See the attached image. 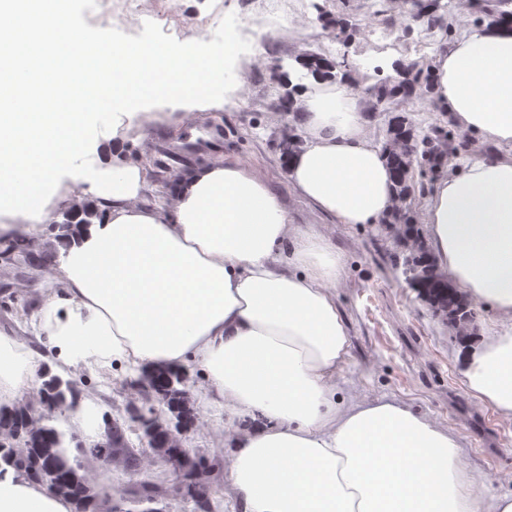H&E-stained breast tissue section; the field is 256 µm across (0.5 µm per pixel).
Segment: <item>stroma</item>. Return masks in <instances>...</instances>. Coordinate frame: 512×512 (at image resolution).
Listing matches in <instances>:
<instances>
[{"label":"stroma","instance_id":"obj_1","mask_svg":"<svg viewBox=\"0 0 512 512\" xmlns=\"http://www.w3.org/2000/svg\"><path fill=\"white\" fill-rule=\"evenodd\" d=\"M497 8L498 0H438V12L448 18L450 27L435 30L432 50L423 52L417 24L407 12L396 11L393 0H284V19L281 26L269 29L265 55H253L241 41L224 56L223 66L238 78L225 88L219 106L201 112L157 98L134 111L117 108L93 116L81 152L62 175L71 195L90 203L98 145L117 132L125 137L127 159L150 168L151 201L177 172L207 159L221 157L264 176L291 222L323 233L340 258L336 303L349 342V356L337 379L342 395L395 400L447 428L460 445V470L489 478L475 493L476 512L489 496L512 493V482L502 480L512 474V422L504 421L462 381L455 355L459 338L445 316L405 286L390 261L398 247L389 229L381 224L337 223L292 191L280 150L291 120L285 115L275 125L270 116L279 110L284 78L299 81L306 54L334 45L333 59L347 60L355 88L368 95L381 80L396 76L400 63L432 65L437 52L451 46L457 28L489 21ZM143 12L140 18L127 17L116 6L103 16L88 5L81 16L88 27L104 29L112 43H147L165 50L199 39L223 42L226 27L246 24L256 7L253 0H191L187 5L180 0H145ZM215 14L223 15V26L207 25V18ZM379 27L391 30L390 39L373 36ZM30 255L28 263L18 256L0 259V332L20 337L38 356L49 352L46 336L36 330L57 282L52 250L34 249ZM58 375L77 384L79 403L54 413L52 423L65 436H76L74 459L109 493L100 512H111L116 505L123 512H138L137 504L121 502L119 494L143 478L167 488L178 484L173 467L156 459L150 448L139 446L136 434L127 439L136 446L137 467L116 469L93 453L104 441V416L127 419L125 407L136 398L128 387L133 377L128 364H64ZM194 411L196 421L184 438L185 447L209 458L223 456L224 431L235 428V421L226 420L219 407L198 403Z\"/></svg>","mask_w":512,"mask_h":512}]
</instances>
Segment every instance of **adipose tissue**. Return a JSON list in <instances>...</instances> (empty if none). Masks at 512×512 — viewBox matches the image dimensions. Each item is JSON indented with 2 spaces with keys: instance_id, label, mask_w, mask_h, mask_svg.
I'll return each mask as SVG.
<instances>
[{
  "instance_id": "adipose-tissue-1",
  "label": "adipose tissue",
  "mask_w": 512,
  "mask_h": 512,
  "mask_svg": "<svg viewBox=\"0 0 512 512\" xmlns=\"http://www.w3.org/2000/svg\"><path fill=\"white\" fill-rule=\"evenodd\" d=\"M83 36L75 50L69 34ZM227 45L161 55L103 45L69 0H0V235L34 234L58 207L73 222L58 243L61 291L41 329L52 358L0 334V409L58 362L147 368L195 362L202 397L252 427L228 430L226 467L242 512H474L484 475L456 465L459 445L438 423L393 401H354L336 386L348 337L332 286L340 260L323 235L292 224L259 175L208 161L177 174L146 203L147 167L104 147L96 203L84 211L58 174L104 103L164 97L196 109L223 89ZM433 104L479 151L448 162L428 196L432 261L491 328L454 326L468 388L512 421V22L459 30L432 66ZM300 139L284 166L293 190L341 224H377L398 198L367 99L314 79L294 97ZM29 186L24 207L13 191ZM0 512H77L72 497L0 460Z\"/></svg>"
}]
</instances>
